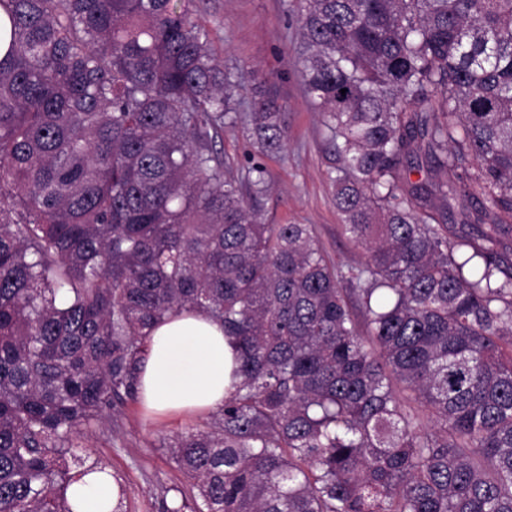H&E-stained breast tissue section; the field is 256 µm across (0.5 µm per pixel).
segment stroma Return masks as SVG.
Segmentation results:
<instances>
[{"label":"stroma","mask_w":512,"mask_h":512,"mask_svg":"<svg viewBox=\"0 0 512 512\" xmlns=\"http://www.w3.org/2000/svg\"><path fill=\"white\" fill-rule=\"evenodd\" d=\"M300 9V0H194V17L208 31L219 63L240 78V102L252 97L253 84L244 74L255 70L267 78L288 114L282 153H260L245 120L224 128L217 147L233 160L238 174L255 163L265 167L267 223L315 225L332 258L359 265L366 255L341 231L329 177L333 149L304 87L296 52ZM210 419L207 413L158 417L130 401L83 429L76 453L106 466L121 492L123 512H164L167 490L191 488L166 443Z\"/></svg>","instance_id":"1"}]
</instances>
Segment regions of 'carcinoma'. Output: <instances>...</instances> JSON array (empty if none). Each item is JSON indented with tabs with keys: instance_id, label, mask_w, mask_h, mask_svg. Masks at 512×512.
<instances>
[{
	"instance_id": "carcinoma-1",
	"label": "carcinoma",
	"mask_w": 512,
	"mask_h": 512,
	"mask_svg": "<svg viewBox=\"0 0 512 512\" xmlns=\"http://www.w3.org/2000/svg\"><path fill=\"white\" fill-rule=\"evenodd\" d=\"M0 512H73V439L137 397L148 331L224 326L235 381L168 444L167 512H512V0H302L335 262L267 224L192 0H0ZM263 152L287 113L252 74ZM424 158L433 176L404 178ZM475 204L474 236L439 221Z\"/></svg>"
}]
</instances>
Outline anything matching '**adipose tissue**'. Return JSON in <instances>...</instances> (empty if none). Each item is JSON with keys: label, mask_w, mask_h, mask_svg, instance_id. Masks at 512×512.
<instances>
[{"label": "adipose tissue", "mask_w": 512, "mask_h": 512, "mask_svg": "<svg viewBox=\"0 0 512 512\" xmlns=\"http://www.w3.org/2000/svg\"><path fill=\"white\" fill-rule=\"evenodd\" d=\"M139 379V396L149 414H190L219 409L230 385L234 351L223 326L183 311L154 327ZM73 512H112L117 490L111 475L81 477L67 492Z\"/></svg>", "instance_id": "1"}]
</instances>
